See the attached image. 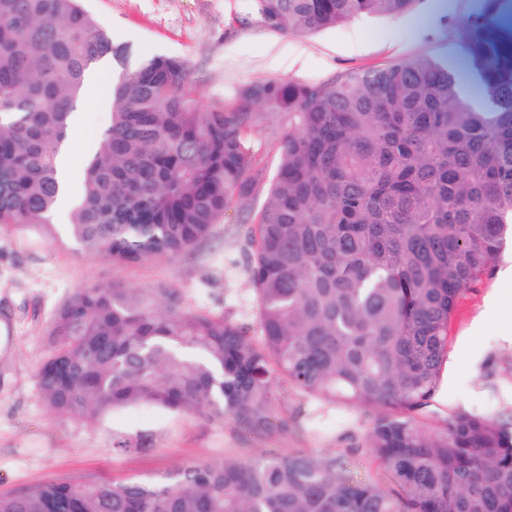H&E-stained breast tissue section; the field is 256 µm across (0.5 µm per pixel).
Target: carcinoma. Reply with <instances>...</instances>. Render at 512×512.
I'll return each instance as SVG.
<instances>
[{
    "instance_id": "cac0c4a2",
    "label": "carcinoma",
    "mask_w": 512,
    "mask_h": 512,
    "mask_svg": "<svg viewBox=\"0 0 512 512\" xmlns=\"http://www.w3.org/2000/svg\"><path fill=\"white\" fill-rule=\"evenodd\" d=\"M308 34L417 0H253ZM458 27L464 68L420 56L330 80L251 83L203 107L183 61L126 70L81 0H0V231L55 239L58 148L87 73L111 59L112 117L64 233L117 266L173 260L237 200L251 218L259 334L173 288H84L56 311L37 385L59 417L131 404L269 420L273 381L321 410L370 413L372 480L335 450L224 454L147 482L67 476L0 495V512H512V413L460 410L427 429L465 292L512 237V0ZM281 127L274 177L254 134Z\"/></svg>"
}]
</instances>
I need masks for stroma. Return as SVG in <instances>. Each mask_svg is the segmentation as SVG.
<instances>
[{
	"label": "stroma",
	"mask_w": 512,
	"mask_h": 512,
	"mask_svg": "<svg viewBox=\"0 0 512 512\" xmlns=\"http://www.w3.org/2000/svg\"><path fill=\"white\" fill-rule=\"evenodd\" d=\"M113 41L133 48L134 60L156 55L184 61L202 105L274 78L324 80L349 69L397 58L440 55L460 65L458 26L479 0H419L402 17L365 16L307 35L274 33L252 0H83ZM249 223L228 212L207 239L172 261L116 266L64 242L52 245L33 232L0 233V494L60 475L155 480L187 463L225 452L254 456L268 450L320 453L338 450L362 463L372 479L385 473L366 453V413L339 407L311 412L288 429L283 418L302 404L283 384L274 387L273 431L243 432L168 409L140 404L114 408L95 420L57 417L42 403L36 373L47 347L45 330L76 290L119 282L130 288L165 284L179 289L187 307L231 312L254 323L247 265ZM512 266V247L495 259L463 296L449 326L448 363L439 391L420 413L436 426L459 410L490 416L512 412V338L501 333L503 297L488 312L500 274ZM129 451H121V444Z\"/></svg>",
	"instance_id": "35a3bbf8"
}]
</instances>
